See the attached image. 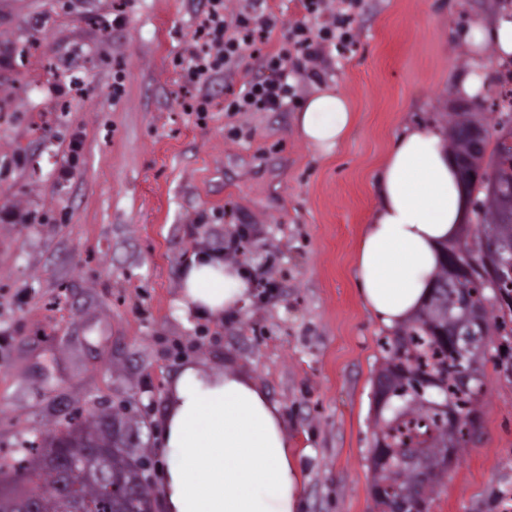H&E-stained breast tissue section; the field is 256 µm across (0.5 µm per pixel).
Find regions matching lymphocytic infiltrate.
<instances>
[{"label": "lymphocytic infiltrate", "mask_w": 512, "mask_h": 512, "mask_svg": "<svg viewBox=\"0 0 512 512\" xmlns=\"http://www.w3.org/2000/svg\"><path fill=\"white\" fill-rule=\"evenodd\" d=\"M357 6L358 0H342L333 25L316 33L305 22L294 23L283 33L279 48L269 51L264 44L275 24L265 0H251L248 10L233 13L225 11L224 0H208L197 23V45L186 60L184 77L191 83L207 81L247 54L261 60L265 75L225 98V111L285 110L295 97L289 60L302 59L314 65L326 51L346 49L353 41L350 16Z\"/></svg>", "instance_id": "1"}]
</instances>
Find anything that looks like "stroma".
I'll list each match as a JSON object with an SVG mask.
<instances>
[{
	"instance_id": "obj_1",
	"label": "stroma",
	"mask_w": 512,
	"mask_h": 512,
	"mask_svg": "<svg viewBox=\"0 0 512 512\" xmlns=\"http://www.w3.org/2000/svg\"><path fill=\"white\" fill-rule=\"evenodd\" d=\"M207 0H0V459L76 411L115 414L166 501L162 421L189 364L243 373L281 409L300 512H372L370 410L391 330L354 276L404 128L442 126L471 69L464 36L490 0H360L354 43L318 75L291 60L297 100L225 111L258 59L188 86L182 60ZM321 83L356 121L331 152L296 130ZM211 104L185 111L189 97ZM241 239L246 306L183 318L180 271ZM486 347L481 423L429 512H502L512 489V380Z\"/></svg>"
}]
</instances>
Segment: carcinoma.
Listing matches in <instances>:
<instances>
[{
	"mask_svg": "<svg viewBox=\"0 0 512 512\" xmlns=\"http://www.w3.org/2000/svg\"><path fill=\"white\" fill-rule=\"evenodd\" d=\"M488 119L469 108H456L446 113V146L456 159L466 161L474 173H482L484 179L470 186L474 195L472 213L477 225H482L494 213L496 194L491 188L500 186V190L512 192V173H506L498 161L499 147L503 140H512V112L505 113L491 124L495 143L490 153L475 152L465 135L466 130L483 126ZM495 263L494 253L486 252L476 258L473 277L466 280L462 287L473 296V302L480 303L486 298L484 276ZM509 302L506 308L496 309L491 315L483 312L484 330L481 343L473 346L466 354H461L448 346L437 330L448 329V316L458 321L469 319V312L457 306L454 293L444 295L442 300L433 297L423 303L410 317L408 323L399 328L393 336L386 356L383 357L376 378H385L391 388L389 408L375 419L374 428L380 431L384 439L392 443L384 448H373L369 462L373 473L372 498L375 512H388L392 499L400 497L409 500L418 496L425 504H430L442 479L448 474L446 460L456 459L467 447L479 420V395L481 391L483 359L486 353V340L493 331L500 330L512 323V288L505 289ZM463 370H470L478 378L463 388L457 383V376ZM428 376H435L448 390V406L455 414L457 437L452 446L446 445L448 439V413L425 407L418 398L428 399L431 387L423 385ZM429 419L416 441L407 443L396 436L401 423L408 419ZM112 415L100 413L92 419L70 424L64 434L82 435L88 428L95 430L96 447L105 453L107 467L112 474L137 487V495L132 499L108 500L103 512H153V500L145 471L131 469L128 456L120 448H112L109 421ZM398 448L418 449L426 457L424 472L410 471L401 473L380 462L379 456H386ZM55 449L48 444L26 450L25 457L14 467L0 463V475L9 479V485L0 487V512H18L17 499L20 495L34 489L38 491V512H61L63 505L62 484L66 478L54 464ZM74 483L78 485L83 497L96 500L100 489L96 479L83 468L73 470Z\"/></svg>",
	"mask_w": 512,
	"mask_h": 512,
	"instance_id": "carcinoma-1",
	"label": "carcinoma"
}]
</instances>
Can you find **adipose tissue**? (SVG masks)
Here are the masks:
<instances>
[{"mask_svg":"<svg viewBox=\"0 0 512 512\" xmlns=\"http://www.w3.org/2000/svg\"><path fill=\"white\" fill-rule=\"evenodd\" d=\"M467 41L476 65L456 90L470 98L493 75L489 59L512 56V21L474 22ZM354 121L348 98L326 85L301 102L296 117L301 138L325 153ZM378 181L380 204L363 230L354 274L366 306L392 327L427 297L441 246L458 238L467 201L444 136L432 126L410 127L397 138ZM180 288L185 317L220 318L248 301L243 270L204 252L183 266ZM163 446L169 512H298L281 410L245 375L185 366L172 387Z\"/></svg>","mask_w":512,"mask_h":512,"instance_id":"adipose-tissue-1","label":"adipose tissue"}]
</instances>
